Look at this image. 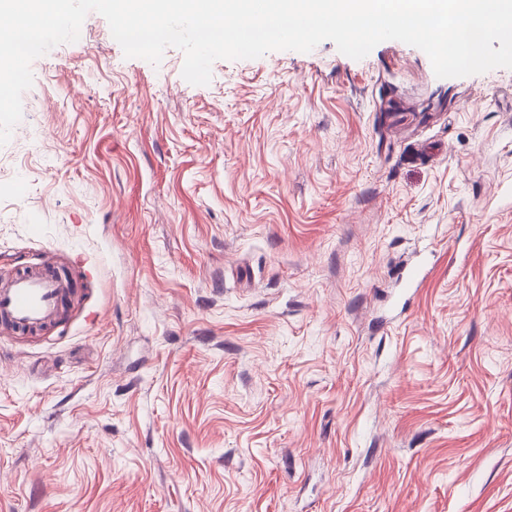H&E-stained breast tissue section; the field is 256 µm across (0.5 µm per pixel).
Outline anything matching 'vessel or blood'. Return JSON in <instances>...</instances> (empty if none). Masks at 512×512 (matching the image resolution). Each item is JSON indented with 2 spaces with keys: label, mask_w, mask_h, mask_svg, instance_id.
<instances>
[{
  "label": "vessel or blood",
  "mask_w": 512,
  "mask_h": 512,
  "mask_svg": "<svg viewBox=\"0 0 512 512\" xmlns=\"http://www.w3.org/2000/svg\"><path fill=\"white\" fill-rule=\"evenodd\" d=\"M71 292L67 279L31 269L0 283V321L37 328L55 321Z\"/></svg>",
  "instance_id": "b4317fda"
}]
</instances>
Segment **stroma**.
<instances>
[{
	"label": "stroma",
	"instance_id": "1",
	"mask_svg": "<svg viewBox=\"0 0 512 512\" xmlns=\"http://www.w3.org/2000/svg\"><path fill=\"white\" fill-rule=\"evenodd\" d=\"M0 146V512H512V69L396 40L125 57L89 13ZM71 293L67 279L29 269L0 283V321L37 328L55 321Z\"/></svg>",
	"mask_w": 512,
	"mask_h": 512
}]
</instances>
